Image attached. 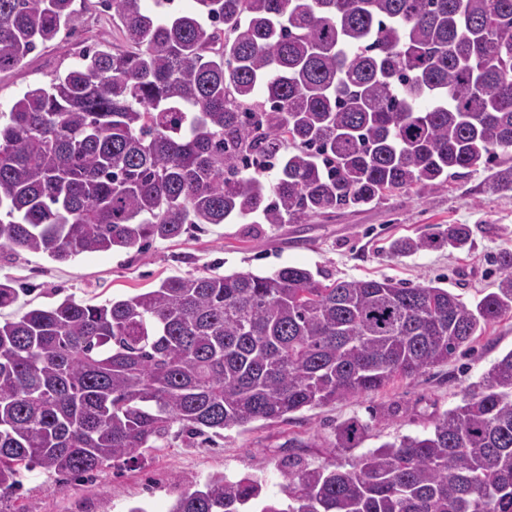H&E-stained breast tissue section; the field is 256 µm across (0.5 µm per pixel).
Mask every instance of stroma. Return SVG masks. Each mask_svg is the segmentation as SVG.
<instances>
[{"mask_svg":"<svg viewBox=\"0 0 512 512\" xmlns=\"http://www.w3.org/2000/svg\"><path fill=\"white\" fill-rule=\"evenodd\" d=\"M79 55L73 39L37 49L18 69L0 74V112L9 111L27 88L48 84L72 68ZM485 171L449 180L446 186L396 193L361 208L336 209L304 224H219L191 228L172 240L144 250L115 249L85 253L58 262L41 253L0 250V278L30 285L23 302L0 310V319L16 317L26 307L48 306L66 296L100 304L159 287L171 276L269 275L285 266L309 269L314 278L333 280L393 279L407 285L448 289L467 305L493 290L500 271L496 256L512 251V191L490 192ZM468 225L471 242L401 256L393 240L415 238ZM512 351V315L478 331L448 363L419 376L396 379L382 389L330 405L303 409L286 421H257L188 446L180 440L147 451L138 460L108 465L91 479L56 481L43 475L25 479L9 498L10 512H127L146 504L149 512H168L178 479L202 481L210 475L256 474L267 495L280 493V469L291 454L309 466L329 458L345 463L359 450L401 435H421L437 417L457 406L464 390L474 388L491 366ZM357 419L367 426L360 449L333 451L338 425ZM304 441L291 450L289 439Z\"/></svg>","mask_w":512,"mask_h":512,"instance_id":"1","label":"stroma"}]
</instances>
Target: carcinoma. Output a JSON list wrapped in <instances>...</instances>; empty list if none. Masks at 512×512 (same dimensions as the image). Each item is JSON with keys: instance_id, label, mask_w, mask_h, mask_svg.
I'll return each instance as SVG.
<instances>
[{"instance_id": "carcinoma-1", "label": "carcinoma", "mask_w": 512, "mask_h": 512, "mask_svg": "<svg viewBox=\"0 0 512 512\" xmlns=\"http://www.w3.org/2000/svg\"><path fill=\"white\" fill-rule=\"evenodd\" d=\"M74 0H0V73L63 31ZM92 0L128 48L79 63L0 114V248L69 261L143 250L191 227L317 215L495 170L512 190V0ZM277 162L275 181L262 164ZM465 224L395 241H471ZM469 306L392 279L170 277L0 321V494L24 473L90 476L149 448L374 392L448 362L512 314V251ZM31 288L0 281V309ZM365 427L336 429L355 448ZM188 481L169 512H512V351L425 435L349 467L282 465Z\"/></svg>"}]
</instances>
